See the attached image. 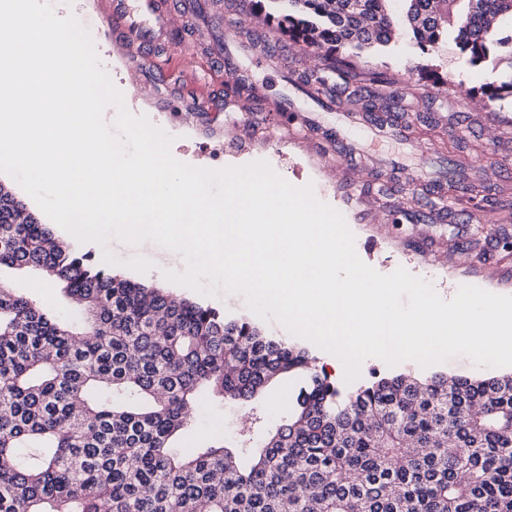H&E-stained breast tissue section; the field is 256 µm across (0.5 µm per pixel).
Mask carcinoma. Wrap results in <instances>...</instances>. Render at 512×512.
I'll list each match as a JSON object with an SVG mask.
<instances>
[{
  "mask_svg": "<svg viewBox=\"0 0 512 512\" xmlns=\"http://www.w3.org/2000/svg\"><path fill=\"white\" fill-rule=\"evenodd\" d=\"M311 48L348 86L345 45L385 44L400 22L426 52L456 32L470 62L512 52V0H242ZM361 112L393 129L372 99ZM430 189L484 187L441 172ZM40 273L79 303L76 322L0 280V512H512V373L377 377L342 392L301 347L243 319L113 273L55 237L0 185V271ZM294 381L288 419L244 465L230 447L172 443L207 391L249 401Z\"/></svg>",
  "mask_w": 512,
  "mask_h": 512,
  "instance_id": "obj_1",
  "label": "carcinoma"
}]
</instances>
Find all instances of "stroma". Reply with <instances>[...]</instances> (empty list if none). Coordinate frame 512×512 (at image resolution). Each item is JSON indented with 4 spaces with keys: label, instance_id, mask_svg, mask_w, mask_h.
<instances>
[{
    "label": "stroma",
    "instance_id": "obj_1",
    "mask_svg": "<svg viewBox=\"0 0 512 512\" xmlns=\"http://www.w3.org/2000/svg\"><path fill=\"white\" fill-rule=\"evenodd\" d=\"M263 15L242 12L238 0H224L225 49L249 71L260 88L257 99L228 98L225 87L235 80L224 77V88L214 90V107L207 112H186L177 96L182 85L178 66H170L167 93L170 101L160 106L149 92H137L141 74L128 65L124 53L105 38L94 45L102 67L122 93L128 111L147 116L150 122L172 135L173 157L185 164L221 170L251 162H267L290 184L312 187L315 197L339 211L354 235L358 256L377 272L388 275L405 269L428 281L444 300L458 288L473 285L512 296V126L493 127L495 112L512 114V98L487 104L479 92L489 84L512 80V62L500 60L470 65L455 41H447L425 59L428 78L409 76L407 69L418 61L412 34L401 30L388 44L346 48L354 63L356 85L367 87L376 99L391 98V109L409 123L411 138L376 139L368 128L342 129V115L356 102L341 95L332 110L323 111L307 98L301 109L316 114L323 129L315 140L295 139L283 130V120L274 105L288 87L286 72L301 76L321 67L315 54L287 38L274 40L272 48L247 49L246 33L265 28ZM378 73L383 83L370 84ZM448 78L455 93L438 91L432 81ZM398 164V171L380 169L373 183L360 185L348 162V146ZM465 167L475 174L491 199L476 208L468 198L438 200L426 186L437 168ZM474 215L470 224L455 215ZM466 255L458 264L457 255ZM13 288L31 293L61 319L75 312L59 285L44 287L37 274L4 273ZM442 371L451 375L488 377L492 371L476 367L467 357L457 356L424 368L413 361L388 366L378 358L361 364L362 379L371 374L409 373L425 377ZM288 382H281L262 401L245 404L205 398L193 411L179 446H209L213 441L242 433L259 438L262 432L288 413Z\"/></svg>",
    "mask_w": 512,
    "mask_h": 512
}]
</instances>
